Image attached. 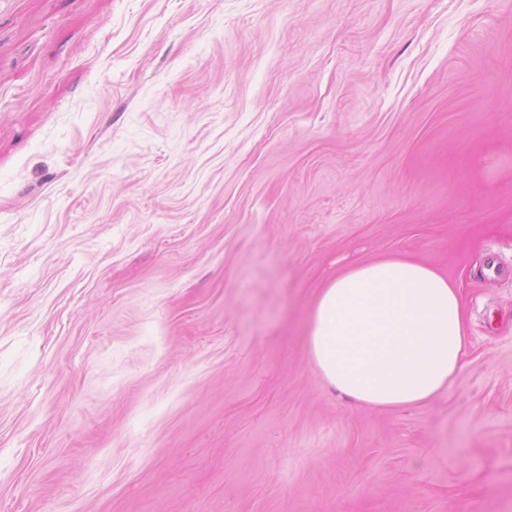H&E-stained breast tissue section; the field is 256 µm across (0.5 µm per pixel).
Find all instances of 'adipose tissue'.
Listing matches in <instances>:
<instances>
[{
  "mask_svg": "<svg viewBox=\"0 0 512 512\" xmlns=\"http://www.w3.org/2000/svg\"><path fill=\"white\" fill-rule=\"evenodd\" d=\"M307 343L322 379L351 403L426 404L463 369L469 335L461 288L407 255L347 268L315 299Z\"/></svg>",
  "mask_w": 512,
  "mask_h": 512,
  "instance_id": "ef3b65f1",
  "label": "adipose tissue"
}]
</instances>
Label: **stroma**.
<instances>
[{"instance_id":"stroma-1","label":"stroma","mask_w":512,"mask_h":512,"mask_svg":"<svg viewBox=\"0 0 512 512\" xmlns=\"http://www.w3.org/2000/svg\"><path fill=\"white\" fill-rule=\"evenodd\" d=\"M398 253L468 355L355 409ZM0 512H512V0H0ZM458 283L407 255L363 263L321 288L310 359L341 397L367 409L428 403L458 381L469 347Z\"/></svg>"}]
</instances>
